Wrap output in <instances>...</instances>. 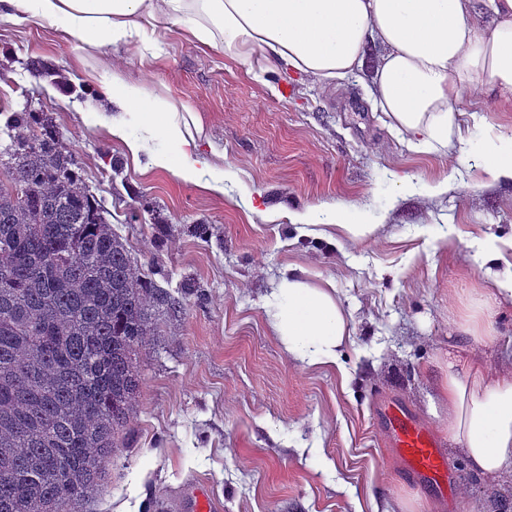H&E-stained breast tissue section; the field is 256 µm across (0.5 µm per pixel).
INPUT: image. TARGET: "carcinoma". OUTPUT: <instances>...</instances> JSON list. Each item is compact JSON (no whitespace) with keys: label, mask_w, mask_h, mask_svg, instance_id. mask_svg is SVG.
Segmentation results:
<instances>
[{"label":"carcinoma","mask_w":512,"mask_h":512,"mask_svg":"<svg viewBox=\"0 0 512 512\" xmlns=\"http://www.w3.org/2000/svg\"><path fill=\"white\" fill-rule=\"evenodd\" d=\"M3 116L0 512H89L140 395L153 309L183 299L140 274L52 115Z\"/></svg>","instance_id":"1"}]
</instances>
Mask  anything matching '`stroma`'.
<instances>
[{
  "label": "stroma",
  "instance_id": "stroma-1",
  "mask_svg": "<svg viewBox=\"0 0 512 512\" xmlns=\"http://www.w3.org/2000/svg\"><path fill=\"white\" fill-rule=\"evenodd\" d=\"M157 58L126 46L86 53L37 20L0 23V110L26 101L52 114L80 173L140 272L184 307L156 309L159 333L140 365L136 414L105 465L93 512H194L206 489L219 512H489L512 478L472 472L444 428L436 360L480 356L512 374V306L496 307L477 343L456 330L488 290L473 261L480 240L512 239V180L476 177L479 150L454 164L409 148L376 110L368 73L335 85L306 75H248L223 49L205 48L169 22L155 24ZM39 57L75 84L48 91L23 61ZM119 68L129 82L199 112L212 151L239 174L224 195L134 162L122 143L87 122L85 69ZM461 133L480 142L512 128V102L462 96ZM485 123L475 126L472 111ZM459 167L443 195L430 184ZM412 178L416 188L400 185ZM259 192L251 212L242 188ZM346 205L376 222L343 230L293 224L309 207ZM205 224L207 237L192 227ZM332 282L352 336L333 366L291 361L269 325L282 270ZM408 410L437 436L451 482L444 497L400 479L379 403Z\"/></svg>",
  "mask_w": 512,
  "mask_h": 512
}]
</instances>
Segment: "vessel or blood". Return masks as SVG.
Here are the masks:
<instances>
[{
	"mask_svg": "<svg viewBox=\"0 0 512 512\" xmlns=\"http://www.w3.org/2000/svg\"><path fill=\"white\" fill-rule=\"evenodd\" d=\"M381 419L404 472L426 481L428 486L445 489L448 465L435 435L401 409L382 410Z\"/></svg>",
	"mask_w": 512,
	"mask_h": 512,
	"instance_id": "b4317fda",
	"label": "vessel or blood"
}]
</instances>
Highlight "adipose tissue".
Wrapping results in <instances>:
<instances>
[{
  "label": "adipose tissue",
  "instance_id": "adipose-tissue-1",
  "mask_svg": "<svg viewBox=\"0 0 512 512\" xmlns=\"http://www.w3.org/2000/svg\"><path fill=\"white\" fill-rule=\"evenodd\" d=\"M30 17L88 50L124 45L151 52L158 49L153 25L163 18L201 45L223 47L248 71L328 82L362 70L369 45L379 43L374 102L418 150L452 148L463 94L512 101V0H0V20ZM84 80L107 106L89 109L93 125L121 142L132 159L154 139L149 169L214 195L238 183L237 172L205 149L199 113L179 109L117 71L93 69ZM480 167L489 181L512 179L511 134L487 135ZM288 218L327 222L356 238L374 230L345 206L309 207ZM476 260L491 294L484 315L460 325L471 338L483 332L488 309L512 304V262L491 242ZM273 295L270 326L289 358L303 365L336 363L350 331L333 286H312L304 269L291 266ZM441 370L449 440L462 445L475 473L512 476V375L495 376L479 362L454 356Z\"/></svg>",
  "mask_w": 512,
  "mask_h": 512
}]
</instances>
